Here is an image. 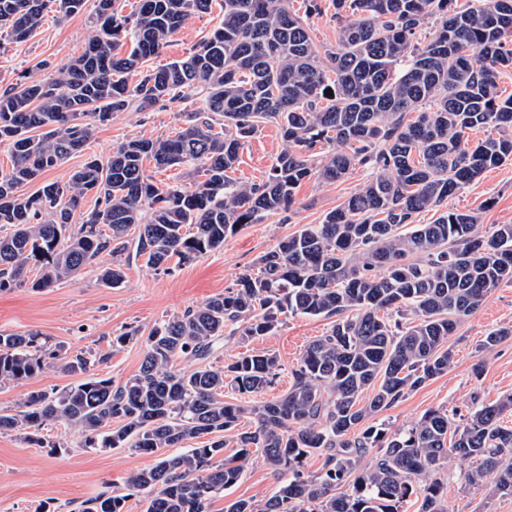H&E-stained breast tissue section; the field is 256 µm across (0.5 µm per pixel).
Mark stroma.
<instances>
[{"label": "stroma", "instance_id": "stroma-1", "mask_svg": "<svg viewBox=\"0 0 512 512\" xmlns=\"http://www.w3.org/2000/svg\"><path fill=\"white\" fill-rule=\"evenodd\" d=\"M216 14L191 17L174 35L151 67L179 59L207 38L218 24ZM90 34L87 14L66 18L48 16L37 34L25 44L0 53V91L17 83L54 76L82 53ZM193 96L147 112H120L97 128L86 154H77L47 171V182L67 181L86 155L107 160L113 149L135 136L174 134L184 124V115L201 110ZM284 147L275 124H266L245 145L236 172L241 180L259 183L266 179L272 163ZM368 169L359 167L343 180L324 183L304 181L288 216L270 214L257 224L243 225L229 236L223 248L196 261L170 270L156 271L133 261L124 283L108 288L98 281L97 267L86 268L72 280L34 290L27 285L0 291V332H36L49 337L66 355L88 352L98 357L95 368L101 376L122 382L136 374L143 357V333L168 315L183 313L205 303L234 285L240 275L257 272V260L302 225L319 223L366 180ZM448 206L480 215L478 231L491 234L499 224H512V163L488 170L483 176L449 197ZM330 322L324 318L287 316L276 335L253 341L254 349L276 352L284 367L294 366L307 344L323 335ZM137 328L141 337L116 347L112 339ZM494 329L512 332V285L490 292L482 307L460 320L448 346L454 366L393 407L379 412L375 423L396 429L407 426L428 410L443 408L459 416L468 413L474 397L494 401L512 394V335L492 351L480 343ZM481 373H474V366ZM78 378L47 363L36 377L0 386V413L18 411L27 393L41 390L61 392ZM44 436L61 444L58 452L27 444L16 433L0 432V512H78L83 501L103 492L122 489L123 477L134 470L153 467L156 456L134 454L125 448L95 449L84 445L80 430L53 425ZM467 461H454L448 470L449 512H512V496H488L482 486H468L458 479ZM279 489V482L262 459H254L241 481L216 501L213 512H222L225 502L246 499L261 503Z\"/></svg>", "mask_w": 512, "mask_h": 512}]
</instances>
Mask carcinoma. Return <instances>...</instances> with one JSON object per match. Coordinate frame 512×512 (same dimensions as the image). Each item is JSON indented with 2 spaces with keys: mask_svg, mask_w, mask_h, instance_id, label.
Masks as SVG:
<instances>
[{
  "mask_svg": "<svg viewBox=\"0 0 512 512\" xmlns=\"http://www.w3.org/2000/svg\"><path fill=\"white\" fill-rule=\"evenodd\" d=\"M88 0H0V50L30 40L47 13L64 17ZM218 6L212 35L162 67L158 55L194 14ZM336 48L321 59L293 0H93L83 52L48 80L0 94V291L50 288L109 256L98 279L117 288L142 259L168 271L224 247L243 224L286 213L297 188L333 183L358 166L373 176L320 223L305 224L258 259L259 273L203 305L160 320L144 341L139 373L114 383L84 353L61 356L33 332H0V384L34 378L53 359L83 379L51 396L29 392L0 431L43 447L48 425L79 427L87 448L156 454L198 447L129 472L124 489L145 512H212L254 454L280 480L262 507L235 500L224 512H448L441 473L454 460L469 485L512 495V396L473 402L459 420L432 409L407 428L367 421L448 372V337L494 288L512 284V224L478 235L479 217L446 209L448 198L512 161V0H332ZM202 95L173 136L128 139L107 161L90 156L68 182L46 171L86 149L117 112L147 111ZM416 117L409 119L407 114ZM284 149L267 180L234 177L240 153L267 123ZM492 129L470 147L468 134ZM339 147L316 159V149ZM183 167L190 184L156 182L146 163ZM35 182L33 193L25 188ZM96 207L72 223L87 195ZM441 210L430 224L423 212ZM324 317L327 331L291 369L288 390L260 399L282 373L279 356L245 350L215 361L224 335H275L283 315ZM197 362L175 368L177 359ZM248 398L224 400V386ZM247 419L253 427L240 429ZM376 449L370 463L363 460ZM323 459L306 471L307 459ZM127 495L101 493L81 512H125Z\"/></svg>",
  "mask_w": 512,
  "mask_h": 512,
  "instance_id": "carcinoma-1",
  "label": "carcinoma"
}]
</instances>
